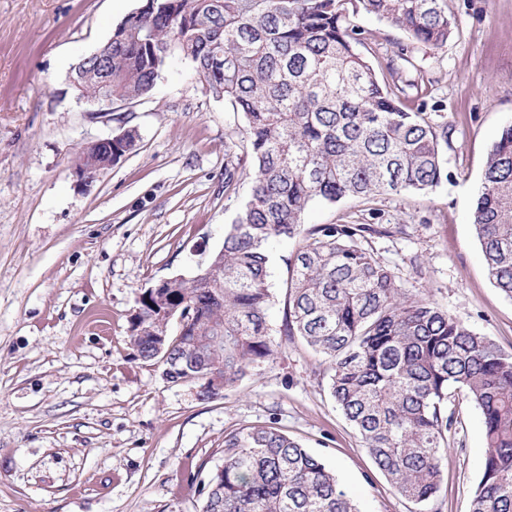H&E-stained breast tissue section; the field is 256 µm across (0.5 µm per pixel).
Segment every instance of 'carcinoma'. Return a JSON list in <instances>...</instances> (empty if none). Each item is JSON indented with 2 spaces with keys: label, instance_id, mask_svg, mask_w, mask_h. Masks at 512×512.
Here are the masks:
<instances>
[{
  "label": "carcinoma",
  "instance_id": "cac0c4a2",
  "mask_svg": "<svg viewBox=\"0 0 512 512\" xmlns=\"http://www.w3.org/2000/svg\"><path fill=\"white\" fill-rule=\"evenodd\" d=\"M444 0H147L97 48L112 98L148 95L179 55L214 99L241 115L224 143V191L251 170L252 185L222 246L189 278L142 292L128 327L137 356L170 383L212 400L268 363L270 245L296 243L285 281L281 335L324 358L330 394L374 468L405 499L431 501L453 444L452 398L480 411L487 444L472 512H512V352L430 300L411 296L363 246L381 224H306L314 202H371L424 192L442 174L448 124L404 98L402 52L378 73L362 53L361 13L387 19L431 50L448 41ZM77 98L102 101L97 65L82 59ZM112 153L81 148L80 168ZM472 224L493 285L512 299V125L487 155ZM202 512H358L335 472L271 421L224 436Z\"/></svg>",
  "mask_w": 512,
  "mask_h": 512
}]
</instances>
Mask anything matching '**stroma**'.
<instances>
[{"mask_svg":"<svg viewBox=\"0 0 512 512\" xmlns=\"http://www.w3.org/2000/svg\"><path fill=\"white\" fill-rule=\"evenodd\" d=\"M447 44L432 51L398 26L356 19L362 51L407 49L410 106L447 123L432 190L315 203L308 224H386L372 256L406 292L512 351V299L492 284L471 216L489 150L512 124V0H445ZM141 0H0V512H200L224 462V436L276 421L336 473L359 512H471L487 452L480 412L456 399L455 448L433 500L414 504L377 473L328 389L321 356L275 336V354L225 397L200 399L138 359L136 299L193 276L249 191H224V142L241 119L173 58L152 92L115 103L114 120L77 100L68 76ZM135 147L91 186L76 176L83 144L119 125ZM295 250L271 246L272 327L286 311Z\"/></svg>","mask_w":512,"mask_h":512,"instance_id":"35a3bbf8","label":"stroma"}]
</instances>
